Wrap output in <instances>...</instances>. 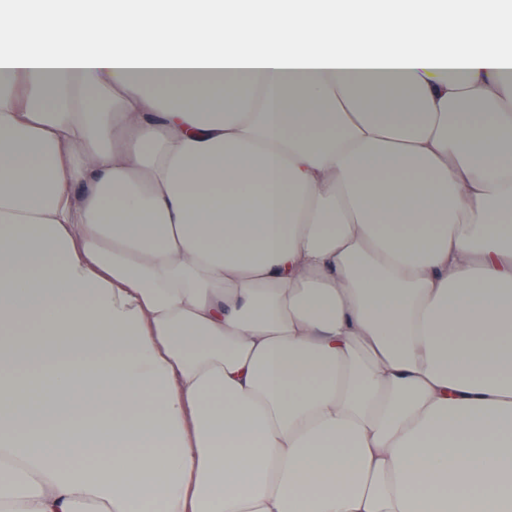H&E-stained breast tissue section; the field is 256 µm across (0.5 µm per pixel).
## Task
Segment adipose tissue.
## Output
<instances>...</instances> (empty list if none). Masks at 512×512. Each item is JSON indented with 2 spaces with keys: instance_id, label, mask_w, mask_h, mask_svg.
I'll use <instances>...</instances> for the list:
<instances>
[{
  "instance_id": "adipose-tissue-1",
  "label": "adipose tissue",
  "mask_w": 512,
  "mask_h": 512,
  "mask_svg": "<svg viewBox=\"0 0 512 512\" xmlns=\"http://www.w3.org/2000/svg\"><path fill=\"white\" fill-rule=\"evenodd\" d=\"M0 9V512H512V18Z\"/></svg>"
}]
</instances>
